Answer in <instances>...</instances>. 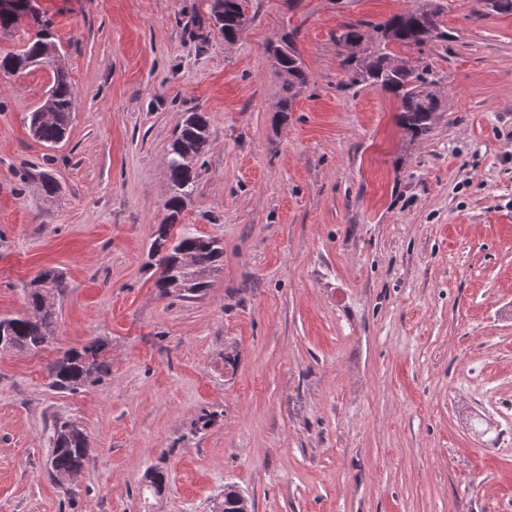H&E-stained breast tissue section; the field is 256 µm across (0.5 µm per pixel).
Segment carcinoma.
I'll return each mask as SVG.
<instances>
[{
  "label": "carcinoma",
  "mask_w": 512,
  "mask_h": 512,
  "mask_svg": "<svg viewBox=\"0 0 512 512\" xmlns=\"http://www.w3.org/2000/svg\"><path fill=\"white\" fill-rule=\"evenodd\" d=\"M482 4L481 15H512V0H477ZM247 0H222V9L215 13L224 39L234 41L246 22ZM440 8L435 0H425L421 6L392 15L386 21L361 30V24L347 23L338 40H373L370 48L358 59L344 57L342 66L353 84L378 87L394 95L400 102V121L413 137L430 129L441 100L434 90L436 80L424 66L415 68L393 54L390 45L422 47L435 41L448 40V31L439 23ZM37 30L18 51L0 58V71L18 73L33 64H44L52 70L53 82L43 104L30 113L29 128L39 141L54 146L66 134L73 108V87L54 41L52 22L34 17ZM275 66L285 92L278 111L285 115L300 90L308 81L300 54L293 40L285 35L273 47ZM210 120L204 112H191L167 148L168 197L162 224L157 226L150 246L157 257L161 273L155 281L159 291L167 295L187 296L203 292L208 287V275L224 262V245L212 238L192 233H172L180 216L197 189L199 171L196 162L204 155L210 141ZM67 288L63 271L47 268L36 274L24 287L26 311L12 316H0V331L4 342L0 352H37L52 343L55 329L54 299ZM103 343L93 340L81 349H68L49 366L51 387L76 391L99 382L108 369L101 358ZM53 448L50 472L54 480L66 485L84 469L89 456L87 435L77 422L56 417L51 422Z\"/></svg>",
  "instance_id": "carcinoma-1"
}]
</instances>
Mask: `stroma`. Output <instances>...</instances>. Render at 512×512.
Wrapping results in <instances>:
<instances>
[{
	"mask_svg": "<svg viewBox=\"0 0 512 512\" xmlns=\"http://www.w3.org/2000/svg\"><path fill=\"white\" fill-rule=\"evenodd\" d=\"M438 2L449 39L394 49L439 81L415 139L391 95L343 87L336 36L420 0H249L232 44L216 0H31L74 109L47 146L48 73H0V315L44 268L68 287L50 346L0 354V512H212L228 483L252 512H512V15ZM285 33L308 82L282 120ZM194 111L211 138L179 228L224 264L180 298L148 250ZM94 338L102 380L54 390ZM56 415L90 446L67 490Z\"/></svg>",
	"mask_w": 512,
	"mask_h": 512,
	"instance_id": "obj_1",
	"label": "stroma"
}]
</instances>
